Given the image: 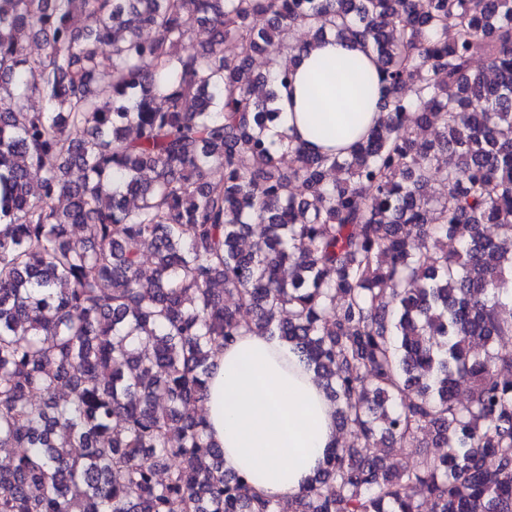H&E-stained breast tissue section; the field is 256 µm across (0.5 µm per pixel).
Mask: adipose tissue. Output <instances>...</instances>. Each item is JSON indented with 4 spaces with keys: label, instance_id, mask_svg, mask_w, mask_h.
<instances>
[{
    "label": "adipose tissue",
    "instance_id": "1",
    "mask_svg": "<svg viewBox=\"0 0 512 512\" xmlns=\"http://www.w3.org/2000/svg\"><path fill=\"white\" fill-rule=\"evenodd\" d=\"M280 90L271 135L322 153L348 151L379 120L385 77L361 43L334 36L308 42ZM210 439L225 470L262 495L288 501L336 446V408L288 343L242 331L221 350L205 403Z\"/></svg>",
    "mask_w": 512,
    "mask_h": 512
}]
</instances>
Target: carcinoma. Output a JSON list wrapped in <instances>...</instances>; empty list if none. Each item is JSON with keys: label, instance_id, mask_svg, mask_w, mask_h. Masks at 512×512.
<instances>
[{"label": "carcinoma", "instance_id": "obj_1", "mask_svg": "<svg viewBox=\"0 0 512 512\" xmlns=\"http://www.w3.org/2000/svg\"><path fill=\"white\" fill-rule=\"evenodd\" d=\"M301 27L385 74L345 155L266 136ZM510 289L512 0H0V512H281L190 413L244 329L355 438L293 512H512Z\"/></svg>", "mask_w": 512, "mask_h": 512}]
</instances>
